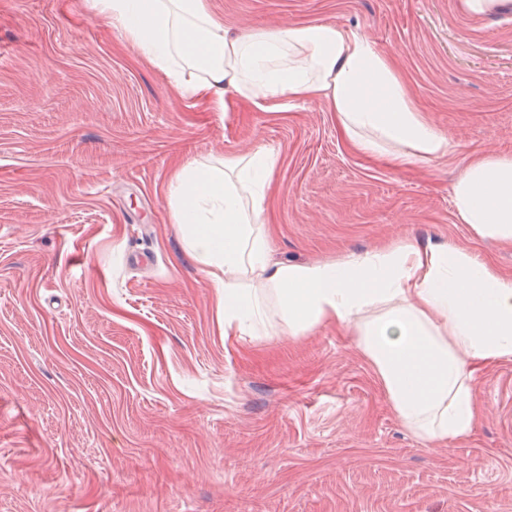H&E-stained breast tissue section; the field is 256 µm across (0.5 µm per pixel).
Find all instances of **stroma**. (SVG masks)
<instances>
[{
	"instance_id": "35a3bbf8",
	"label": "stroma",
	"mask_w": 512,
	"mask_h": 512,
	"mask_svg": "<svg viewBox=\"0 0 512 512\" xmlns=\"http://www.w3.org/2000/svg\"><path fill=\"white\" fill-rule=\"evenodd\" d=\"M209 5L234 29L367 36L456 148L399 166L346 143L321 100H186L87 0H0V512H512V360L475 370L470 438L423 442L351 330L225 335L167 203L185 160L264 147L274 259L419 241L512 275V244L452 204L471 156H512V8Z\"/></svg>"
}]
</instances>
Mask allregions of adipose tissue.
<instances>
[{
  "label": "adipose tissue",
  "instance_id": "adipose-tissue-1",
  "mask_svg": "<svg viewBox=\"0 0 512 512\" xmlns=\"http://www.w3.org/2000/svg\"><path fill=\"white\" fill-rule=\"evenodd\" d=\"M184 98L226 96L263 111L324 99L357 151L396 163L455 145L412 104L393 63L364 35L324 23L230 30L207 0H88ZM278 159L260 148L193 158L167 187L172 223L224 306V329L259 336L270 318L296 336L353 327L397 420L416 438L470 437L476 368L512 359V276L461 247L402 242L329 262L273 260L262 224ZM462 223L512 244V157L470 158L453 186Z\"/></svg>",
  "mask_w": 512,
  "mask_h": 512
}]
</instances>
